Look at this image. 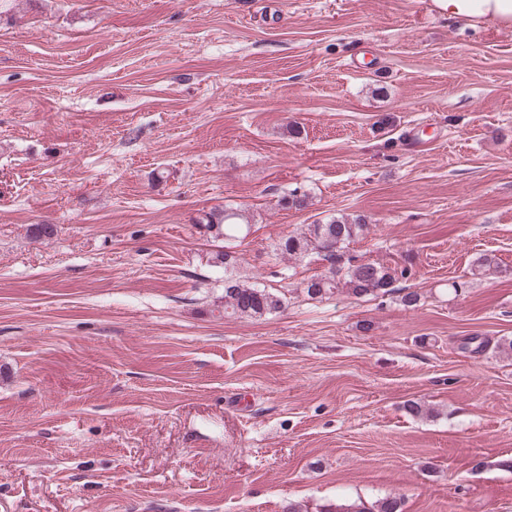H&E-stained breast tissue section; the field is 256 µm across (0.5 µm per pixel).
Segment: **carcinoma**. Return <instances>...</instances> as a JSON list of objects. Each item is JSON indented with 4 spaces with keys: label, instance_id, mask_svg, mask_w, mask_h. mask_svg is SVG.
Segmentation results:
<instances>
[{
    "label": "carcinoma",
    "instance_id": "obj_1",
    "mask_svg": "<svg viewBox=\"0 0 512 512\" xmlns=\"http://www.w3.org/2000/svg\"><path fill=\"white\" fill-rule=\"evenodd\" d=\"M199 223L215 236L235 238L250 231L248 217L241 210L211 211ZM367 224L362 215H342L325 224H309L278 243L280 252L291 259H316L327 263L325 272L311 276L304 292L321 298L339 288L357 297H374L386 293L407 269L384 266L378 262H342L344 249L363 232ZM285 297L254 282L227 277L224 279V314L239 318H260L281 310ZM323 512H402V500L386 496L368 504L362 500H338L324 506Z\"/></svg>",
    "mask_w": 512,
    "mask_h": 512
}]
</instances>
